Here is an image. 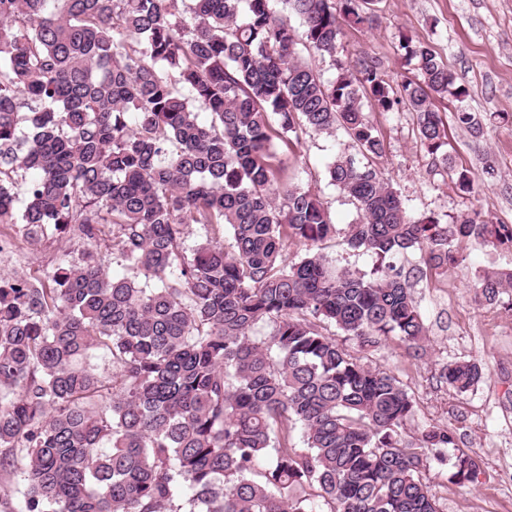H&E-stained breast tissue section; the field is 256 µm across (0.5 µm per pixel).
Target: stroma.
Wrapping results in <instances>:
<instances>
[{
	"label": "stroma",
	"mask_w": 512,
	"mask_h": 512,
	"mask_svg": "<svg viewBox=\"0 0 512 512\" xmlns=\"http://www.w3.org/2000/svg\"><path fill=\"white\" fill-rule=\"evenodd\" d=\"M372 9V25L347 29L341 59L376 58L393 83L416 78L414 65L396 50L399 34H409L438 52L466 87L465 104L482 123L478 134L461 129L453 122V103L436 100L448 124V165L436 168L420 144L411 112H381L366 105L384 142L376 161L384 179L412 215H432L445 223L477 209L483 220L512 224V0H375ZM348 144L339 130L330 137L303 136L299 145L280 147L279 152L289 180L314 190L336 224L337 233L322 243V253L337 265L366 270L370 260L345 244L357 209L330 185L326 173L328 163ZM459 168L470 171L477 195L457 188L451 172ZM88 247L70 226L55 239L28 243L24 257H0V271L46 272L55 267L61 251L78 254ZM462 248L459 266L449 268L440 281L425 280L415 289L429 330L422 357L409 354L391 337L366 351L364 362L394 373L414 394L418 409L410 430L449 425L456 432V449L476 453L478 480L463 487L451 478L454 449H445L440 458L428 456L423 477L443 512H512V489L501 486L497 476L500 468H512V311L474 302L475 283L485 272L512 266V252L489 248L478 239ZM461 360L479 362L484 379L474 390L457 394L437 384L436 377L442 366Z\"/></svg>",
	"instance_id": "obj_1"
}]
</instances>
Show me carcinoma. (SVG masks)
<instances>
[{
	"label": "carcinoma",
	"mask_w": 512,
	"mask_h": 512,
	"mask_svg": "<svg viewBox=\"0 0 512 512\" xmlns=\"http://www.w3.org/2000/svg\"><path fill=\"white\" fill-rule=\"evenodd\" d=\"M373 2L0 0V224L33 242L73 224L124 270L64 251L37 278L0 280V479L25 488L24 510L0 496V512H442L422 470L456 447L454 429L408 433L415 397L345 343L418 348L417 284L472 237L512 251V229L412 219L376 168L365 100L413 113L434 166L448 138L433 96L459 103L460 126L480 123L423 42L400 37L419 79L396 86L375 60L337 56L342 22L368 21ZM338 129L357 154L327 176L359 212L345 244L368 272L312 251L336 225L275 150ZM220 228L227 247L211 240ZM290 242L305 246L294 261ZM478 287L497 302L512 270ZM93 348L112 373L82 365ZM482 379L471 361L437 377L457 393ZM453 468L471 483L477 457L460 451Z\"/></svg>",
	"instance_id": "1"
}]
</instances>
